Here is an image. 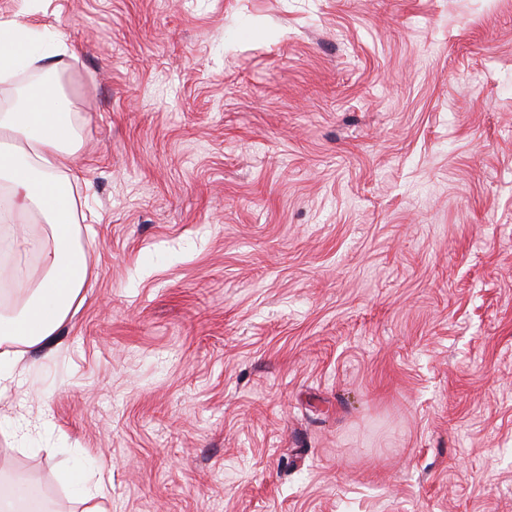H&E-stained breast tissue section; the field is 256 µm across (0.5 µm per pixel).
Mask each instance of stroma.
I'll use <instances>...</instances> for the list:
<instances>
[{"instance_id": "1", "label": "stroma", "mask_w": 512, "mask_h": 512, "mask_svg": "<svg viewBox=\"0 0 512 512\" xmlns=\"http://www.w3.org/2000/svg\"><path fill=\"white\" fill-rule=\"evenodd\" d=\"M26 12L78 51L89 271L0 397V485L512 512V0H0Z\"/></svg>"}]
</instances>
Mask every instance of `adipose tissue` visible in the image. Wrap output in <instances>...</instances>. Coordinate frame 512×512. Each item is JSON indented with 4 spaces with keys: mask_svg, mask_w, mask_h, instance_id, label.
Returning a JSON list of instances; mask_svg holds the SVG:
<instances>
[{
    "mask_svg": "<svg viewBox=\"0 0 512 512\" xmlns=\"http://www.w3.org/2000/svg\"><path fill=\"white\" fill-rule=\"evenodd\" d=\"M74 49L58 30L26 15L0 20V85L12 101L0 110V292L22 289L0 302V395L11 390L27 348L45 344L67 319L87 278L77 234L78 205L72 185L81 179L76 155L83 129L58 79L28 91L20 73L61 74ZM41 224L29 235L25 224Z\"/></svg>",
    "mask_w": 512,
    "mask_h": 512,
    "instance_id": "obj_1",
    "label": "adipose tissue"
}]
</instances>
